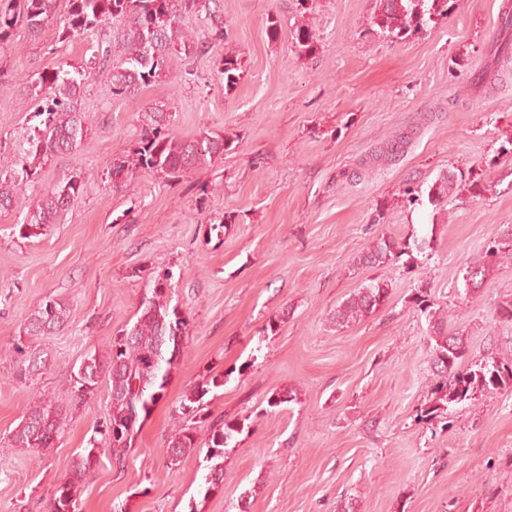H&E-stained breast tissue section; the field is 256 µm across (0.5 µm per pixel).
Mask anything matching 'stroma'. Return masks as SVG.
<instances>
[{"instance_id":"stroma-1","label":"stroma","mask_w":512,"mask_h":512,"mask_svg":"<svg viewBox=\"0 0 512 512\" xmlns=\"http://www.w3.org/2000/svg\"><path fill=\"white\" fill-rule=\"evenodd\" d=\"M511 1L450 0L438 24L395 41L373 29L375 0H222L223 44L171 56L164 80L116 98L109 71L92 69L77 100L89 116L84 142L43 164L0 211V440L33 406L62 402L73 366L135 321L141 271L169 268L190 336L124 468L98 454L77 512H512V384L454 406L449 425L417 422L434 375L430 324L411 302L427 284L470 361L512 360V321L500 315L512 301V257L477 291L463 279L512 226V153L500 151L512 144V64L492 54L512 45L501 20ZM299 25L315 33V54L290 51ZM227 52L242 63L230 90L218 65ZM91 54L87 42H58L52 24L36 37L15 27L0 43L1 171L39 123L17 83ZM486 66L501 71L499 86L473 83ZM163 103L178 135L231 132L235 150L172 185L141 171L113 190V156ZM448 171L487 189L437 207L406 200L405 184L426 187ZM70 175L83 191L61 223L20 238L30 201ZM227 214L231 224L210 232ZM427 234L431 248L410 265L358 262L378 237ZM375 277L389 285L386 304L336 325L337 306ZM48 294L69 318L29 339L44 366L24 376L15 343ZM209 373L224 376L207 398L211 418L243 429L225 450L223 484L205 496L203 452L171 470L167 443L177 401ZM276 393L293 400L269 408ZM107 409L103 383L53 447L6 454L0 512H45Z\"/></svg>"}]
</instances>
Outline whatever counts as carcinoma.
I'll list each match as a JSON object with an SVG mask.
<instances>
[{"mask_svg": "<svg viewBox=\"0 0 512 512\" xmlns=\"http://www.w3.org/2000/svg\"><path fill=\"white\" fill-rule=\"evenodd\" d=\"M449 0H376L372 25L380 33L393 38L418 33L437 24L448 15ZM19 11L11 14L0 11V42L11 37L17 24L29 34L38 36L52 23L59 0H18ZM66 18L57 29L59 42L86 40L97 37L96 50L90 64L109 67L112 95L127 96L148 82L167 77L166 63L174 53L193 47L210 49L223 43L226 35L224 16L219 0H64ZM203 13L211 26L203 35L192 34L183 27V19ZM317 40L306 25L297 26L291 33L290 50L296 55L311 54ZM224 88L232 89L240 79L239 58L226 53L220 59ZM86 69L57 67L41 73L36 79L20 83L23 92L39 102L35 116L39 126L22 148L29 164L13 171L9 179L0 177V210L14 204L19 186L37 179V162L49 161L57 153L76 151L89 132L86 115L76 108L80 88L86 79ZM172 113L156 106L147 115L137 145L130 152L112 158L109 177L112 188L126 186L141 171L156 174L167 183L181 181L188 172L203 165L224 159L232 149L235 138L223 133L203 132L192 140L176 134L172 128ZM479 195L486 185L473 180L458 184L451 172L440 176L427 191L428 202L439 206L460 188ZM82 191L79 178L59 180L47 192L29 205L20 224L19 235L28 239L47 224H56ZM429 241L425 238L399 243L381 237L365 252L361 261L373 268L390 266L414 253L423 252ZM512 255V233L490 240L483 257L473 263L464 279L469 287L477 288L487 277L497 257ZM173 273L167 269L147 276L144 294L136 321L112 338L111 348L101 356H87L71 372L70 389L60 405H36L14 429L8 443L12 448H49L63 427L66 412L88 405L97 394L101 378L109 386L108 413L102 427L95 433L107 443L113 462L122 467L126 454L151 407L163 397L167 378L179 343L190 334L188 318L171 305L167 289ZM413 297L418 310L433 318L434 303L427 286L416 288ZM389 288L375 278L370 284L345 299L336 310V324L361 321L375 313L388 299ZM69 309L58 298L47 296L31 314L26 325L27 336H46L59 330L68 320ZM431 342L436 383L433 398L420 409L418 418L425 421L446 418L458 404L475 399L482 390L496 389L512 380V366L487 359L467 363L468 347L463 337L432 326ZM224 386V377L217 373L204 376L196 385L186 389L175 406L180 426L168 442L167 467L174 469L186 454L197 448L206 449L205 475L209 495L224 481V448L239 433L238 422L226 419L207 421L205 397ZM101 452L98 440L91 437L88 446L74 455L70 477L62 482L50 498L46 512H68L77 506V492L96 463Z\"/></svg>", "mask_w": 512, "mask_h": 512, "instance_id": "1", "label": "carcinoma"}]
</instances>
